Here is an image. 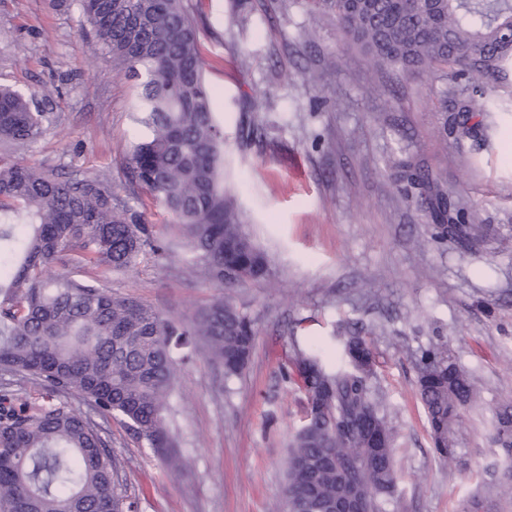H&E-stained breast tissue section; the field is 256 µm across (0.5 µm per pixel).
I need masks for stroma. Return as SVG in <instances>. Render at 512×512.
I'll list each match as a JSON object with an SVG mask.
<instances>
[{
	"instance_id": "35a3bbf8",
	"label": "stroma",
	"mask_w": 512,
	"mask_h": 512,
	"mask_svg": "<svg viewBox=\"0 0 512 512\" xmlns=\"http://www.w3.org/2000/svg\"><path fill=\"white\" fill-rule=\"evenodd\" d=\"M185 3L217 94L224 189L268 262L232 287L192 265L172 215L129 183L142 134L132 82L82 33L78 0H0V86L51 93L55 116L14 160L110 174L118 203L161 247L107 288L187 320L224 297L255 331L238 376L225 378L200 346L179 361L163 412L173 463L122 416L68 396L99 425L123 500L136 512H285L305 402L292 364L305 353L341 368L343 337L359 330L374 345L371 385L393 435L398 482L382 512H512L493 441L495 411L512 402V111L492 107L477 137H460L447 80L372 70L309 0ZM407 160L464 212L473 251L435 241L422 204L404 200L393 174ZM429 352L478 387L451 463L434 451L417 394Z\"/></svg>"
}]
</instances>
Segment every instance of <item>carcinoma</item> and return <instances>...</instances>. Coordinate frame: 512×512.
<instances>
[{
	"instance_id": "1",
	"label": "carcinoma",
	"mask_w": 512,
	"mask_h": 512,
	"mask_svg": "<svg viewBox=\"0 0 512 512\" xmlns=\"http://www.w3.org/2000/svg\"><path fill=\"white\" fill-rule=\"evenodd\" d=\"M83 30L101 54L135 80L136 121L147 130L134 144L132 182L173 215L192 261L219 283L267 272L263 252L242 230L224 193V134L216 93L205 82L194 18L183 0H79ZM336 18L343 38L376 69L442 70L460 88L459 125L466 135L487 91L512 80V46L499 29L512 23V0H310ZM49 96L0 86V138L21 148L54 121ZM397 181L427 191L436 238L470 241L465 214L420 169L406 164ZM155 248L149 225L112 193V178L73 176L0 156V368L45 391L32 407L0 393V512H134L123 505L116 463L99 430L58 400L76 394L99 413H117L158 449L168 447L161 411L171 386V350L197 339L227 377L247 365L251 322L218 300L188 323L165 319L132 298L112 296L75 278L70 267L102 272L135 265ZM60 271L46 275L49 266ZM348 367L326 371L319 359L294 362L306 394L305 423L288 457V512H341L350 495L380 512L395 491L392 433L368 379L366 337L345 340ZM433 447L449 459L456 428L477 397L465 372L428 359L418 378ZM502 486H512V402L495 412Z\"/></svg>"
}]
</instances>
